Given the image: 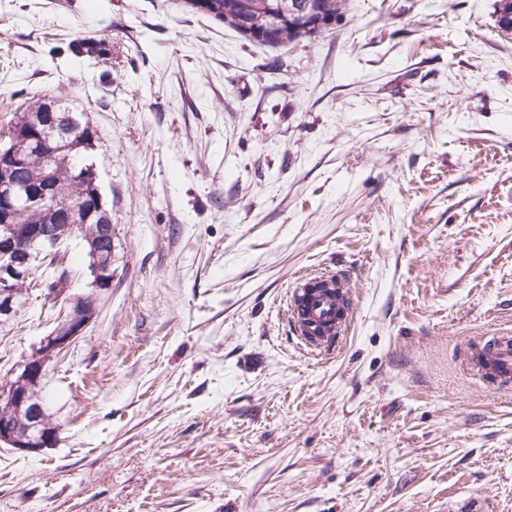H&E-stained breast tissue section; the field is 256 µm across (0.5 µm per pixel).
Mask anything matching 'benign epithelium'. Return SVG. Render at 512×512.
I'll use <instances>...</instances> for the list:
<instances>
[{"label": "benign epithelium", "mask_w": 512, "mask_h": 512, "mask_svg": "<svg viewBox=\"0 0 512 512\" xmlns=\"http://www.w3.org/2000/svg\"><path fill=\"white\" fill-rule=\"evenodd\" d=\"M187 5L196 11L216 18L234 19L241 23V30L251 40L277 42L279 29L290 25L291 20L306 16L303 27L311 35L332 28L335 21L324 20L311 9L308 0H280L275 20L262 23L264 6L255 0H188ZM88 134V127L73 116L62 112L58 101L52 100L43 112L27 115L22 123H13L11 142L0 147V265L21 266L29 261L32 250L44 244L54 246L66 237L65 225L73 220L72 210L59 199L56 162L58 156L81 146ZM29 151L40 155L42 160L41 183L30 186L11 176L14 168L24 162ZM78 179L95 188L89 199V215L100 217V226L107 231L103 240H112V215L106 208L100 189L96 188L97 173L91 165L82 167ZM36 208L40 211L41 225L32 227L18 224L14 217L23 211ZM90 286L104 290L112 284V250L93 253ZM80 301L76 312L64 332L48 336L42 342L40 353L26 359L20 379L0 391V400L8 403L9 413L0 414V443L22 452L34 453L47 447L46 433L39 423L37 408L29 410V423L21 427L12 410L21 409L30 402L29 387L40 382L48 357L63 350L82 335L95 313L94 306Z\"/></svg>", "instance_id": "1"}]
</instances>
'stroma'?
<instances>
[{"label": "stroma", "mask_w": 512, "mask_h": 512, "mask_svg": "<svg viewBox=\"0 0 512 512\" xmlns=\"http://www.w3.org/2000/svg\"><path fill=\"white\" fill-rule=\"evenodd\" d=\"M497 0H348L248 41L183 0H0V129L82 111L112 286L81 239L53 302L0 322V389L46 362L57 441L0 446V512H512V384L461 367L512 336V35ZM339 275L329 353L289 295Z\"/></svg>", "instance_id": "obj_1"}]
</instances>
